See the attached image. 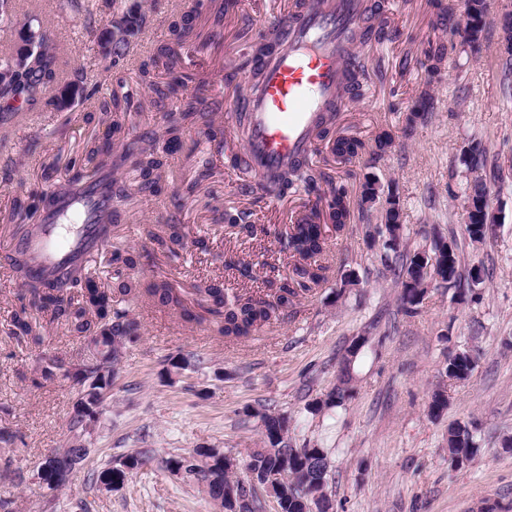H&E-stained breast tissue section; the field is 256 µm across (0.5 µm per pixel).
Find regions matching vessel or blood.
<instances>
[{
    "label": "vessel or blood",
    "instance_id": "obj_1",
    "mask_svg": "<svg viewBox=\"0 0 512 512\" xmlns=\"http://www.w3.org/2000/svg\"><path fill=\"white\" fill-rule=\"evenodd\" d=\"M360 0H305L278 25L280 47L264 65L262 84L250 87L234 107L251 114L250 139L245 158L259 172H272L297 159H311L317 116L330 104L349 111L350 100L337 99V87L352 56L351 32L358 23ZM58 230L47 226L31 240H14L11 251L22 249L37 256L32 273L43 276L88 248L94 235L90 224L79 225L66 244L50 247Z\"/></svg>",
    "mask_w": 512,
    "mask_h": 512
}]
</instances>
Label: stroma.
<instances>
[{
	"label": "stroma",
	"mask_w": 512,
	"mask_h": 512,
	"mask_svg": "<svg viewBox=\"0 0 512 512\" xmlns=\"http://www.w3.org/2000/svg\"><path fill=\"white\" fill-rule=\"evenodd\" d=\"M134 0H118L126 11ZM148 24L125 54L103 56L100 36L113 11L94 15L41 0L38 21L53 33L70 71L88 83H100L110 96L116 81L132 105L130 136L150 132L158 148L168 146L154 94L141 79L157 47L171 41L170 27L198 0H141ZM300 0H237L224 21V43L216 50H181L173 72H156L165 84L180 77L167 108L188 101L218 102L211 112L212 135L191 126L183 142H197L212 160V174L194 194L182 184L160 178L152 191L132 192L115 202L112 235L146 254L136 269L142 280L168 278L183 288L213 276L224 279L227 293L262 291V261L288 267L277 232L304 201V192L280 199H255L244 191L222 144L235 127L231 107L250 83L243 66L264 28L299 6ZM384 15L396 40L367 44L368 76L361 98L341 123L367 140L381 128L396 142L382 159L362 154L335 169L337 184L358 196L364 178L376 176L395 189L404 213L398 250L372 241L378 209L359 210L321 258L327 280L299 296L288 310L248 340L230 341L207 324L183 322L175 310L143 299L130 307L139 337L124 349L119 375L101 412L90 453L70 483L55 493L57 512H216L203 487L172 476L170 458L199 448H220L237 460L268 444L261 417L288 420L284 443L291 448H321L329 461L330 512H471L487 498L512 508V97H505L496 66L499 31L488 22L478 50H454L448 69L433 80V101L424 122L404 132V117L419 83L420 61L432 32L427 0H385ZM206 85H199V78ZM98 99L78 101L61 110L39 104L0 120V427L17 439L9 453L20 481L1 482L0 497L13 500L14 512H41L45 486L37 472L44 457L70 440L68 421L75 398L63 378L36 387L31 383L44 354L81 355L83 341L63 325L45 327L42 346L18 345L9 333L20 283L8 265V243L15 236L11 213L16 200L47 187H65L70 157L80 154L93 132L87 113ZM483 149L482 169L491 177L492 205L499 222L485 243L475 244L462 225L465 192L471 181L462 149L471 142ZM244 211L263 226L256 238L228 229L224 214ZM184 224L192 241L173 257L158 250L149 231L167 220ZM456 246L461 273L480 268L483 281L461 280L451 288L429 280L412 313L400 301V285L390 269L395 256L430 251L435 237ZM248 261L250 278L225 268L228 258ZM362 347L351 363L354 395L335 408L318 403L340 383L342 359L352 342ZM470 350L477 356L463 381L446 378L448 357ZM189 366L167 374L170 358ZM445 387L447 406L436 417L428 403ZM468 425L479 451L459 470L448 464V428ZM149 448L148 468L130 473L123 484L101 490L91 479L108 460Z\"/></svg>",
	"instance_id": "35a3bbf8"
}]
</instances>
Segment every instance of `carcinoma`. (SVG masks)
Listing matches in <instances>:
<instances>
[{
	"label": "carcinoma",
	"instance_id": "1",
	"mask_svg": "<svg viewBox=\"0 0 512 512\" xmlns=\"http://www.w3.org/2000/svg\"><path fill=\"white\" fill-rule=\"evenodd\" d=\"M430 8L429 26L433 37L428 40L421 60L427 78L423 83L415 103L409 109L406 117V128H412L418 120L424 118L425 106L431 100V82L435 75L444 71L448 66L449 49L454 47L451 38L465 27L470 36V43L477 44L481 40L488 17V0H466V19H458L455 4L452 0H428ZM235 6V0H207L206 10L210 24L201 31L195 23L192 11L185 13L182 23L176 28V39L173 43L159 45L153 59V68L171 69L177 59L180 49L185 44H195L205 50L219 47L224 43V17ZM383 12L379 4H371L365 0L359 17L357 28L352 39L360 44L372 40L383 41L390 37L388 26L381 24L377 27L367 24V20L375 13ZM22 41L32 45L27 53L26 62L12 67L13 56L0 59V112H22L29 110L38 103L48 99L58 102L57 93L62 88L73 86L67 80L65 62L59 55L58 46L52 35L40 25L28 23L23 27ZM363 64L358 57H353L345 69L336 98L348 97L352 100L361 95V75ZM142 81L155 92L153 105L161 106L168 99L170 90H165L153 81V73L146 69L142 71ZM205 109L196 102H189L185 109L178 112H165L162 115L172 141L182 146L181 135L185 121L190 118H203ZM130 114V103L127 98L112 95L101 102V111L90 112L86 116L88 123L104 127L101 135L88 139L83 147L82 155L69 162L70 177L67 190L75 197L80 196L86 189L105 184L107 178H112L108 185L110 197L122 198L126 195L127 186L120 175L129 170L139 173L141 181L139 189L146 191L157 183L164 161L152 146H139L126 142V124ZM342 112L327 109L320 113L315 127L314 137L325 140L332 133L333 150L336 162L348 163L364 151H369L373 158L381 159L391 152L395 135L389 129L378 130L370 143L346 134L340 125ZM197 146L189 149L194 157L197 177L187 184V193L192 194L198 185L211 175V162L208 158L195 157ZM254 188L263 194L272 191L282 193L289 187H302L307 193L317 190L318 182L330 183L329 176L313 169L303 161H293L288 167L266 173L259 177L250 172ZM330 192L335 194L334 204L328 209H321L319 201L324 194H317V202L306 208L294 225L288 239L280 242L281 251L288 252L295 259L291 272L279 273L264 281L267 288L275 289L273 299L266 300L253 292H243L235 295V301L228 304L225 301L224 280L220 277H210L194 285L198 296V309L188 306L180 290L169 280L161 279L141 287L139 281L124 276V271L137 266L141 254L132 248L112 244L113 211L109 208L101 210L96 215L98 233L107 245L112 247L110 266L113 274L107 275V281L99 283L91 275L88 266L71 262L59 265L44 277H34L31 267L34 258L23 251H18L9 257L10 266L24 286L29 300L20 301L12 312L10 320V335L19 341L40 346L45 337L36 333L39 315L48 316L51 323H61L74 336L87 339L92 336L103 337L102 345L118 359V352L126 344L133 341V323L128 318V308L125 303L145 294L153 303L176 309L182 319L188 323L208 322L214 331L227 339L244 340L260 327L270 323L276 311L293 305L295 299L303 291H309L320 285L325 279L326 266L319 263L318 258L326 249L329 235L317 230L319 224L325 222L332 226L335 234L343 232L353 219L350 206L349 192L344 186L332 187ZM383 189L379 181L368 176L360 185L358 205L369 209L375 204L382 208V223L386 224L391 233L402 232V208L399 198L391 192L382 197ZM484 197V186L480 182H472L466 200L471 202L476 213L471 215L472 222L481 223L480 204ZM58 198L51 190L41 193L37 200L19 204L13 208V218L18 224L20 238L28 239L40 235L44 230L46 214L55 212ZM246 212L225 214L227 223L237 225L249 236L258 233L257 225L246 223ZM168 233L157 238L161 251L176 255L189 247V238L184 232L183 225H167ZM448 252V242L439 238L433 240L431 256L427 263L420 261L415 253L398 269L399 279L414 282L415 287L401 296L405 311L412 312L414 307L422 302L426 289L418 290L416 286L427 282V279L443 274L441 270L444 255ZM63 362L59 356H48L43 363L47 367L42 370L40 380L34 385L54 380L59 371L54 365ZM473 368V359L465 351L448 358L446 376L450 380H463L469 376ZM112 388V378L107 375L96 377L91 383L76 386V396L73 403L75 412L70 414L69 431L73 432L83 426L80 411H94L97 407L100 393ZM263 425L268 430L266 436L270 447L252 450L245 461V468L251 475L252 481L262 484V478L270 472L286 471L292 482L303 490V493L281 494L277 503L281 512H306L307 497H314L317 512H329L330 500L327 496L328 464L325 451L321 448H304L297 456L288 460L282 458L276 450L278 442L271 430L286 419L275 415H265ZM477 452L474 436L467 426H457L448 429V462L454 469L467 466ZM206 472V489L214 501L220 503L224 512H235L234 503L228 493L234 489L235 495L247 497L251 489L245 487L235 476L224 470V465L210 462V456L204 451H197ZM130 471L137 472L149 467L153 461L151 450L144 449L126 455Z\"/></svg>",
	"mask_w": 512,
	"mask_h": 512
}]
</instances>
